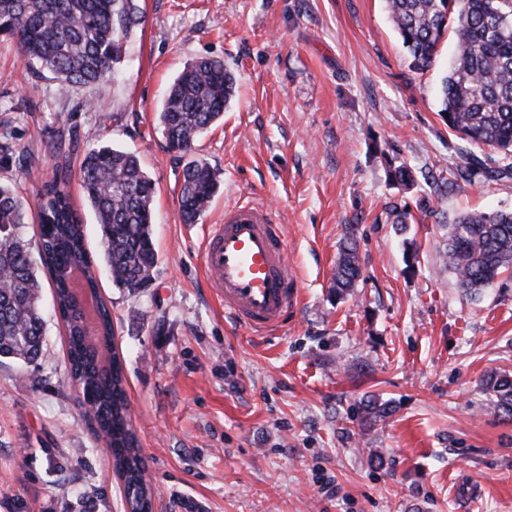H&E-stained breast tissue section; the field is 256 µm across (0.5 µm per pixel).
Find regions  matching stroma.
<instances>
[{
  "mask_svg": "<svg viewBox=\"0 0 512 512\" xmlns=\"http://www.w3.org/2000/svg\"><path fill=\"white\" fill-rule=\"evenodd\" d=\"M454 43L447 34L417 73L385 0H145L118 77L76 87L34 77L0 37V126L17 147L1 179L35 202L50 146L75 142L73 164L109 143L156 183L149 285L131 294L99 273L153 512H512V418L485 388L488 374H512V275L470 297L441 258L459 216L512 211V179L478 173L435 195L387 178L391 159L418 175L459 162L439 103ZM199 57L223 60L236 96L182 155L157 113ZM195 158L223 182L186 224L180 176ZM248 199L274 208L300 290L262 335L225 317L201 258L210 226ZM403 205L415 220L402 232L392 210ZM347 236L362 276L339 301L332 276ZM42 298L45 358L0 360V512H124L70 378L50 283ZM373 396L395 410L362 422L357 407Z\"/></svg>",
  "mask_w": 512,
  "mask_h": 512,
  "instance_id": "stroma-1",
  "label": "stroma"
}]
</instances>
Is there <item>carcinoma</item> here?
Wrapping results in <instances>:
<instances>
[{"label":"carcinoma","mask_w":512,"mask_h":512,"mask_svg":"<svg viewBox=\"0 0 512 512\" xmlns=\"http://www.w3.org/2000/svg\"><path fill=\"white\" fill-rule=\"evenodd\" d=\"M406 48L409 67L430 69L439 46L456 23L454 62L441 82V113L448 128L470 144L512 157V0H386ZM142 0H0V26L33 73L86 86L115 76L127 55L133 32L144 23ZM235 94L234 74L224 62L201 57L184 65L170 84L159 111L168 148L193 151L198 137L215 124ZM51 176L38 192L40 247L34 253L24 237L26 202L0 180V358L36 363L46 354L45 320L40 306V274H49L55 310L66 332L72 378L93 406L99 435L106 440L113 469L124 484L131 512L153 498L147 467L137 447L128 414L126 380L119 363L102 362L112 353V312L102 303L98 344L85 340L80 312L70 294V275L85 273L97 289L98 264L84 243V224L70 201L71 165L55 147ZM454 180L428 176L433 192L454 187L481 170L492 180L512 179V163L493 169L471 151L459 149ZM389 180L409 189L417 185L404 163L389 164ZM78 177L101 229L102 261L112 284L133 294L157 266L153 241L156 184L137 156L109 144L84 151ZM220 188V173L203 160L185 165L180 186L183 223L196 224ZM444 257L463 290L471 295L512 271V212L471 213L448 225ZM361 277L355 242L341 243L332 289L342 297ZM486 389L497 407L512 415V376L492 373ZM390 405L376 400L360 405L364 421L386 417Z\"/></svg>","instance_id":"cac0c4a2"}]
</instances>
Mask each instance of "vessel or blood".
Instances as JSON below:
<instances>
[{"label":"vessel or blood","instance_id":"1","mask_svg":"<svg viewBox=\"0 0 512 512\" xmlns=\"http://www.w3.org/2000/svg\"><path fill=\"white\" fill-rule=\"evenodd\" d=\"M203 263L225 312L248 328L278 327L298 301L285 236L263 204L225 210L223 223L208 237Z\"/></svg>","mask_w":512,"mask_h":512}]
</instances>
